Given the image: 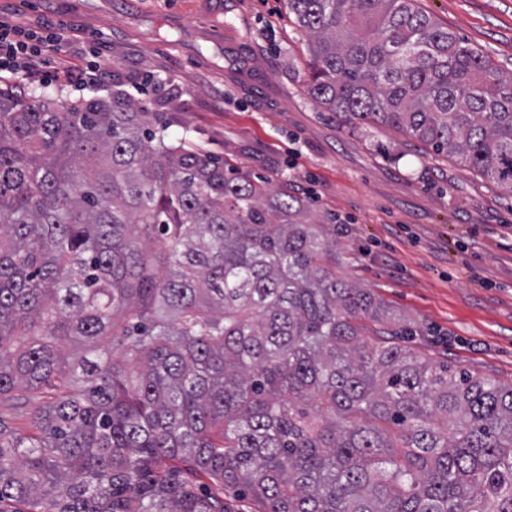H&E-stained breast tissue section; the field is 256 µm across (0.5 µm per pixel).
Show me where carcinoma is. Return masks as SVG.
<instances>
[{
	"label": "carcinoma",
	"mask_w": 512,
	"mask_h": 512,
	"mask_svg": "<svg viewBox=\"0 0 512 512\" xmlns=\"http://www.w3.org/2000/svg\"><path fill=\"white\" fill-rule=\"evenodd\" d=\"M288 10L312 98L512 193V77L478 49L418 0ZM305 213L120 90L1 88L0 503L512 512V385L397 340Z\"/></svg>",
	"instance_id": "obj_1"
}]
</instances>
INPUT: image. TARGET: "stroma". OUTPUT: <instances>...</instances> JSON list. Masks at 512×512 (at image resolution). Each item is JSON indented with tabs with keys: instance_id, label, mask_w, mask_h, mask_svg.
<instances>
[{
	"instance_id": "1",
	"label": "stroma",
	"mask_w": 512,
	"mask_h": 512,
	"mask_svg": "<svg viewBox=\"0 0 512 512\" xmlns=\"http://www.w3.org/2000/svg\"><path fill=\"white\" fill-rule=\"evenodd\" d=\"M419 5L512 75V0ZM0 14L97 33L110 67L80 91L16 93L118 87L165 136L306 188L310 220L336 232L338 275L419 323L414 351L512 385V194L404 133L345 127L303 85L308 37L286 0H0Z\"/></svg>"
}]
</instances>
